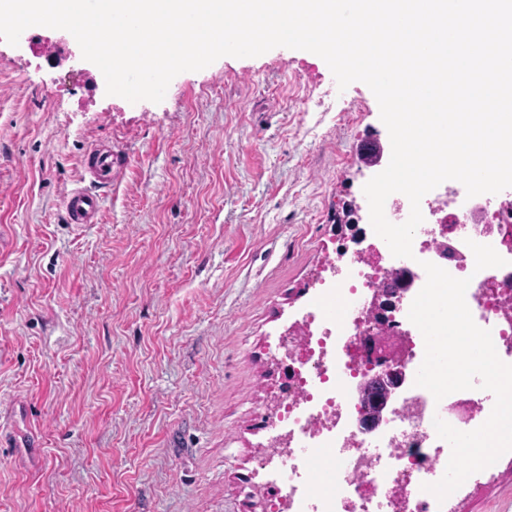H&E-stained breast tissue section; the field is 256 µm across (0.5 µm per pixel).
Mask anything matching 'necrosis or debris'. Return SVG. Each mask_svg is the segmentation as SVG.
Returning a JSON list of instances; mask_svg holds the SVG:
<instances>
[{
	"instance_id": "necrosis-or-debris-1",
	"label": "necrosis or debris",
	"mask_w": 512,
	"mask_h": 512,
	"mask_svg": "<svg viewBox=\"0 0 512 512\" xmlns=\"http://www.w3.org/2000/svg\"><path fill=\"white\" fill-rule=\"evenodd\" d=\"M488 194L467 197L448 180L422 199L430 219L418 228L413 255L398 258L376 234L344 257L338 272L318 278L313 301L294 322L307 338L289 349L280 385L282 413L275 436L286 447L259 459L268 483L287 480L288 512H442L436 497L423 491L444 476L450 458L434 418L471 431L489 417L494 396L463 390L435 400L413 379L425 355L424 339L408 318L426 282L423 262L469 279L465 300L475 323L490 330L499 358L512 364V200L492 205ZM492 246L506 266L476 270L470 242ZM410 273L403 302L382 331L387 341L408 336L412 355L409 381L395 412L369 433L359 430L363 409L355 385L365 370L356 343L359 319L377 289L392 274Z\"/></svg>"
}]
</instances>
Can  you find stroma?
Returning <instances> with one entry per match:
<instances>
[{
    "mask_svg": "<svg viewBox=\"0 0 512 512\" xmlns=\"http://www.w3.org/2000/svg\"><path fill=\"white\" fill-rule=\"evenodd\" d=\"M79 54L0 39V512H253L278 337L352 244L378 102L277 47L133 104ZM106 141L123 165L75 227L63 196ZM448 509L512 512V452Z\"/></svg>",
    "mask_w": 512,
    "mask_h": 512,
    "instance_id": "35a3bbf8",
    "label": "stroma"
}]
</instances>
